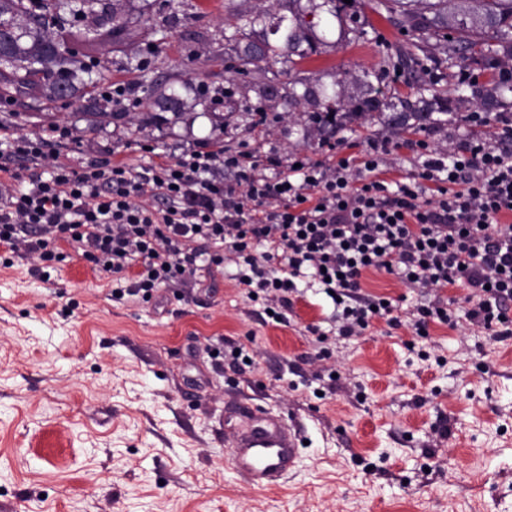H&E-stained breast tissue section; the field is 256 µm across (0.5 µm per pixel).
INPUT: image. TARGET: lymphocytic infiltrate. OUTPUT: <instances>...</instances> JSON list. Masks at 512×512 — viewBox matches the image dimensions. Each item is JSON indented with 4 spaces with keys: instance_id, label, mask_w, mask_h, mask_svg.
<instances>
[{
    "instance_id": "obj_1",
    "label": "lymphocytic infiltrate",
    "mask_w": 512,
    "mask_h": 512,
    "mask_svg": "<svg viewBox=\"0 0 512 512\" xmlns=\"http://www.w3.org/2000/svg\"><path fill=\"white\" fill-rule=\"evenodd\" d=\"M466 122L490 127L485 139L407 142L423 155L409 180L382 172L389 138L325 165L295 155L269 159L259 174L249 147L205 144L175 161L138 169L102 158L74 168L62 160L70 127L46 136L0 124V246L39 268L77 256L111 276L113 300L150 301L160 289H194L203 273L232 263L234 279L287 324L288 294L310 276L330 292L343 337L362 336L375 320L411 328L456 327V301L469 290L466 318L491 339L512 335V113L469 110ZM228 176L215 178L217 169ZM382 271L418 291L410 312L398 300L364 293L361 278Z\"/></svg>"
}]
</instances>
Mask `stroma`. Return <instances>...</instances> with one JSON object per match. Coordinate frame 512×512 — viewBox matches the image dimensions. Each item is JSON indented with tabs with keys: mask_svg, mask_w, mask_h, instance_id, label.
<instances>
[{
	"mask_svg": "<svg viewBox=\"0 0 512 512\" xmlns=\"http://www.w3.org/2000/svg\"><path fill=\"white\" fill-rule=\"evenodd\" d=\"M288 8L131 0L129 39L98 47L93 70L138 99L144 82L165 84L178 115L97 118L81 101L29 87L0 123L42 135L77 127L65 148L76 166L109 157L146 167L217 141L283 161L324 159L323 132L268 95L282 63L229 71L226 13ZM357 9L372 24L367 36L316 28L320 44L299 62L301 76L321 93L344 80L346 95L359 96L369 72L384 93L408 92L381 72L404 34L366 0ZM155 25L169 30L160 46L146 33ZM35 266L20 257L0 265V512H512V337L492 341L463 319L431 325L425 338L381 320L345 338L333 332L331 299L308 278L289 293L283 326L247 299L231 265L186 298L164 290L149 302L113 301L110 277L78 258L46 278ZM311 325L331 332L329 359L317 360ZM222 339L244 345L252 365H216L207 347ZM237 402L284 415L306 441L275 486L253 489L231 468L224 407Z\"/></svg>",
	"mask_w": 512,
	"mask_h": 512,
	"instance_id": "1",
	"label": "stroma"
}]
</instances>
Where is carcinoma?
<instances>
[{
    "mask_svg": "<svg viewBox=\"0 0 512 512\" xmlns=\"http://www.w3.org/2000/svg\"><path fill=\"white\" fill-rule=\"evenodd\" d=\"M128 0H0V95L11 93L16 85L43 87L56 100L73 98L84 76L91 74V66L74 46V39L59 36L50 30L61 15L73 17L86 13L95 15L96 29L115 43L129 36ZM463 0H369L370 9L382 16L400 13L403 23L415 33L406 45L390 53L384 65L408 70L418 98L411 101L400 96L387 97L381 90L369 86L360 97L346 99L339 94L329 97L320 111L307 115V124L321 130L341 132L354 124L382 121L389 131L407 130L425 132L448 123L452 106L459 108L475 100L487 109H495L507 92H512V77L499 71L501 59L512 61V0H474L480 5L477 12L461 13L457 5ZM343 0H322L307 13H294L291 18L279 17L267 21L264 15L230 14L224 20V40L237 46V70L249 71L281 61L290 66L296 60L314 53L310 35L315 28L328 22L332 16L338 22L344 17L356 18L347 12ZM435 16L429 18L424 9ZM258 26L270 27L271 34L253 41L250 33ZM456 33L452 52L459 61L480 58L485 67L498 71L491 87L470 88L471 97H448V90L426 83L422 79L425 62L432 59V40L447 38L446 30ZM310 78H296L288 83L285 95L275 87L270 97H282L286 108H292L298 95L295 87L307 85Z\"/></svg>",
    "mask_w": 512,
    "mask_h": 512,
    "instance_id": "cac0c4a2",
    "label": "carcinoma"
}]
</instances>
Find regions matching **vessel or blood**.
<instances>
[{"label": "vessel or blood", "mask_w": 512, "mask_h": 512, "mask_svg": "<svg viewBox=\"0 0 512 512\" xmlns=\"http://www.w3.org/2000/svg\"><path fill=\"white\" fill-rule=\"evenodd\" d=\"M224 429L231 434V465L252 488L276 484L294 467L302 436L279 415L247 403L224 410Z\"/></svg>", "instance_id": "obj_1"}]
</instances>
